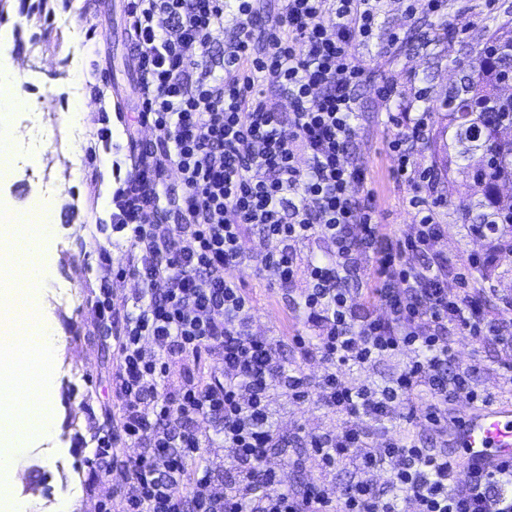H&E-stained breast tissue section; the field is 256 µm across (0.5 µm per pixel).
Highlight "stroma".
I'll use <instances>...</instances> for the list:
<instances>
[{
  "instance_id": "stroma-1",
  "label": "stroma",
  "mask_w": 512,
  "mask_h": 512,
  "mask_svg": "<svg viewBox=\"0 0 512 512\" xmlns=\"http://www.w3.org/2000/svg\"><path fill=\"white\" fill-rule=\"evenodd\" d=\"M0 0V31L9 30L0 45V59L22 74L19 92L27 100L29 121L16 124L24 161L12 164L0 197L9 205L24 199L31 188L47 190V203L59 209V231L48 254L53 278L37 303L40 316L53 320L64 348L54 361L50 381L56 392L51 413L57 432L47 441L19 449L16 467L21 478L9 495L8 512H57L62 500L78 502V512H98L100 501L111 500L112 512H121L113 492L120 480L114 460L97 459L98 433L112 429L118 410L112 395V366L116 361L113 328L99 324L91 306L93 292L104 275L95 245L109 247L113 265L126 261L125 245H112L105 208L93 209L94 192L110 197L112 178L94 189L90 173L100 145L96 131L108 125L113 133L111 159L137 158L143 143L152 142L153 130L142 127L135 137L123 132L126 113L115 111L113 88L121 86L130 102H137L144 77L129 50L128 0ZM411 0H385L371 39L354 43L352 51L369 65L368 78L359 91V129L356 152L366 169L387 232L410 234L415 211L408 204L410 190L393 175L395 159L388 148L392 131L385 122L377 97L379 86L391 84L400 111H410L416 97L439 106L458 78L459 64L471 50L482 46L499 26L512 24V0H445L441 16L410 11ZM82 100L80 119H72L70 106ZM435 193L443 197L439 219L448 232L440 250L449 264L472 253L489 250L486 240L466 235L457 211L472 191L462 176L435 174ZM240 288L252 297L250 312L255 335L278 342L280 360L287 366L303 365L315 376L321 366L301 360L290 345L293 336L308 334L291 297L270 288L253 263L232 273ZM455 362L475 366L480 390L507 395L500 369L501 352L493 342L476 344L471 337L454 335ZM275 426L291 453L270 455L268 466L281 472L282 485L300 489L320 477V463L310 454L295 427L314 433L335 427L317 401L298 404L286 393L272 391Z\"/></svg>"
}]
</instances>
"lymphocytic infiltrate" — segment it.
Returning a JSON list of instances; mask_svg holds the SVG:
<instances>
[{
	"mask_svg": "<svg viewBox=\"0 0 512 512\" xmlns=\"http://www.w3.org/2000/svg\"><path fill=\"white\" fill-rule=\"evenodd\" d=\"M257 2L129 3L144 87L126 130L149 126L156 139L120 179L110 222L129 245L115 277L135 278L141 291L132 306L116 307L106 276L93 302L101 323H122L112 392L122 439L137 450L119 465L122 512H401L408 502L416 512H512V465L460 481L447 453L383 427L420 412L447 435L449 399L492 401L472 367L453 366L449 331L496 340L510 375L512 336L496 335L473 292L486 258L469 256L452 275L434 259L448 227L434 176L406 150L426 136L430 112L395 111L392 88L378 91L394 173L419 215L410 235L379 224L365 169L352 158L368 65L351 47L371 35L381 0H281L266 27ZM228 20L236 35L216 68L212 35ZM256 227L276 247L248 257L242 241ZM310 241L325 258L296 265L297 245ZM416 255L428 263L413 264ZM248 258L273 287L296 292V309L316 332L294 342L321 364L319 376L284 367L273 342L253 335L252 302L231 277ZM350 281L369 284L381 315H357ZM407 349L414 357L390 385L345 377ZM205 355L219 361L217 374L195 373ZM274 389L298 403L317 399L338 420L335 430L308 435L324 478L296 491L266 465L277 440ZM200 418L235 450L234 477L220 491L212 467L198 461L211 441L192 428ZM340 466L355 481L338 494L328 477Z\"/></svg>",
	"mask_w": 512,
	"mask_h": 512,
	"instance_id": "f902f5d3",
	"label": "lymphocytic infiltrate"
}]
</instances>
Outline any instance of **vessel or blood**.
Segmentation results:
<instances>
[{"label": "vessel or blood", "mask_w": 512, "mask_h": 512, "mask_svg": "<svg viewBox=\"0 0 512 512\" xmlns=\"http://www.w3.org/2000/svg\"><path fill=\"white\" fill-rule=\"evenodd\" d=\"M449 435L455 467L486 475L512 463L511 408H465L457 414Z\"/></svg>", "instance_id": "b4317fda"}]
</instances>
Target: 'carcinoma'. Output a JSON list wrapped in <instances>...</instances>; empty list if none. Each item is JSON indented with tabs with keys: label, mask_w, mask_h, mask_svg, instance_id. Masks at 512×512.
I'll return each mask as SVG.
<instances>
[{
	"label": "carcinoma",
	"mask_w": 512,
	"mask_h": 512,
	"mask_svg": "<svg viewBox=\"0 0 512 512\" xmlns=\"http://www.w3.org/2000/svg\"><path fill=\"white\" fill-rule=\"evenodd\" d=\"M461 71V83L440 104L447 112L451 140L443 147L459 145L463 159L478 154L483 161L476 167H459V173L472 180L482 196L459 207L472 216L473 224H512V203H503L498 194L500 185L512 183V112L491 107L512 74V31L495 32Z\"/></svg>",
	"instance_id": "1"
}]
</instances>
